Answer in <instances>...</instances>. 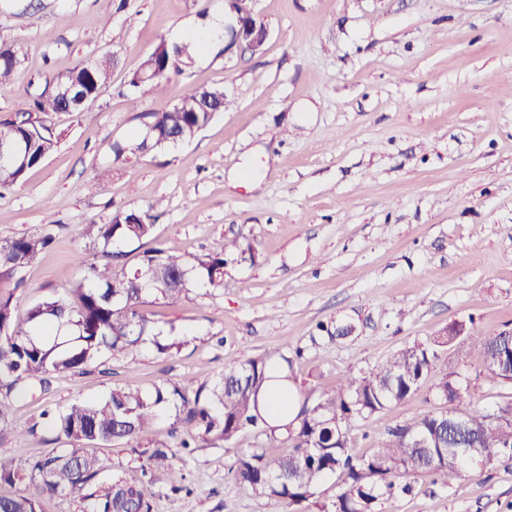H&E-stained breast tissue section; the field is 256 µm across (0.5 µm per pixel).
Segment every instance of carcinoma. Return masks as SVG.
I'll return each mask as SVG.
<instances>
[{"instance_id": "1", "label": "carcinoma", "mask_w": 512, "mask_h": 512, "mask_svg": "<svg viewBox=\"0 0 512 512\" xmlns=\"http://www.w3.org/2000/svg\"><path fill=\"white\" fill-rule=\"evenodd\" d=\"M197 52L193 42H162L128 78L134 89L159 96L173 74L191 64ZM23 54L20 43L0 44V90L10 85ZM116 57L104 54L82 61L65 73L48 74L29 108L0 122V135L21 145V157L0 164V189L20 185L27 172L54 151L58 140L51 121L60 112H87L108 87ZM227 106L220 88L186 94L170 108L146 114V132L129 146L114 147L115 156L150 149L162 150L189 140L206 128ZM153 215L141 210H119L105 224L81 225L78 238L107 258L92 263L88 275L65 294L42 298L23 319L16 314L23 270L55 241L54 222L31 233L0 239V443L16 432L12 412L21 393L38 387L45 391L51 378L83 374L109 354L113 357L150 346L160 355L179 351L184 340L164 333L146 316L149 300L176 301L201 283L224 288L225 257L237 252L236 240L220 239L207 254L189 260L161 247L143 252L135 267L118 276L112 259L124 256L121 247L152 238ZM463 332L475 343L480 361L491 351L512 356V337L484 335L470 319ZM442 343H417L386 362L358 375H347L329 393L293 391L289 380L292 359L281 350L224 367L209 384L162 382L148 391L115 387L104 397L74 402L41 413L63 436L68 447L49 453L24 469L0 457V485L27 481L28 489L0 491V512H39L45 496L81 495L83 512H151L148 469L170 472L173 489H185V476L173 467L171 447L192 448L220 439L240 444L231 471L234 479L254 495L277 499L291 512H376V507L411 491L405 479L427 473L449 486L472 471L461 457L448 465V431L444 415L466 423L469 435L497 462L512 459L500 447L512 440V427L494 431L490 412L472 405L468 389L455 385L448 394V412H428L388 428L369 457H356L349 446L350 422L396 406L411 396L423 378L435 370ZM174 410L177 427L187 428L178 443H152L153 426L163 409ZM100 442H120L130 448L153 444L149 468L141 474L117 477L100 487L104 470L92 451ZM289 448L283 453L281 449ZM335 479L336 495L319 497L323 479Z\"/></svg>"}]
</instances>
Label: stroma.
<instances>
[{
	"mask_svg": "<svg viewBox=\"0 0 512 512\" xmlns=\"http://www.w3.org/2000/svg\"><path fill=\"white\" fill-rule=\"evenodd\" d=\"M225 0H0V41L25 54L0 121L24 109L46 73L116 55L112 85L93 111L62 113L56 149L0 194V239L61 223L54 247L24 273L25 302L81 278L79 225L123 209H154L157 246L187 258L237 239L224 287L196 286L147 304L161 330L188 342L169 357L142 348L104 357L89 373L53 379L17 401L24 425L42 410L147 389L163 379L214 380L225 363L299 347L297 385L337 381L417 342L443 341L440 370L474 405L512 400L487 377L467 338L475 319L512 329V0H250L268 37L258 51L207 43L162 96L127 84L175 30L200 32ZM202 87L230 106L192 141L116 158L141 135L143 115ZM352 323L336 339L318 324ZM435 376L405 402L350 425L351 449L371 454L390 426L442 407ZM50 426L14 435L0 454L24 465L64 448ZM236 445L220 440L177 455L191 493L153 473V512H286L231 477ZM379 512H512V460L451 486L416 477Z\"/></svg>",
	"mask_w": 512,
	"mask_h": 512,
	"instance_id": "stroma-1",
	"label": "stroma"
}]
</instances>
